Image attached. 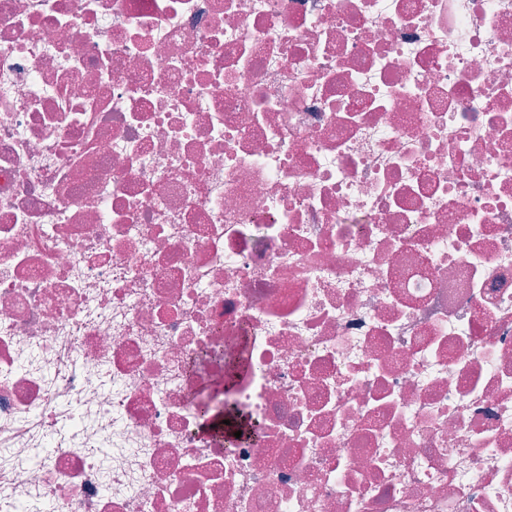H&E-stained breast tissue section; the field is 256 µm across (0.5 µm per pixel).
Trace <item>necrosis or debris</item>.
<instances>
[{"label": "necrosis or debris", "mask_w": 512, "mask_h": 512, "mask_svg": "<svg viewBox=\"0 0 512 512\" xmlns=\"http://www.w3.org/2000/svg\"><path fill=\"white\" fill-rule=\"evenodd\" d=\"M0 512H512V0H0Z\"/></svg>", "instance_id": "obj_1"}]
</instances>
